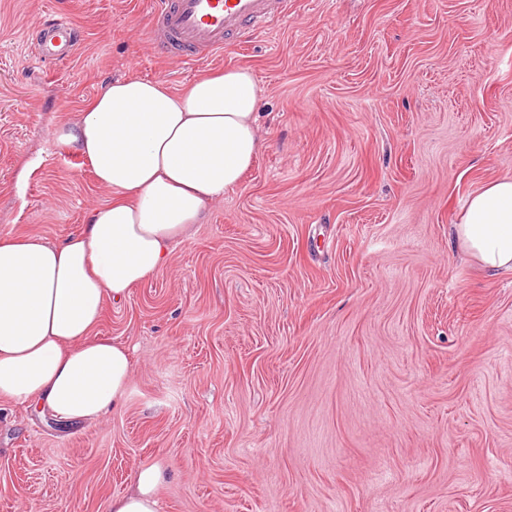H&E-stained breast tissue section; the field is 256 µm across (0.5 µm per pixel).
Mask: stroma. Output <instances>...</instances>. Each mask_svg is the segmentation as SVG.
<instances>
[{
  "mask_svg": "<svg viewBox=\"0 0 512 512\" xmlns=\"http://www.w3.org/2000/svg\"><path fill=\"white\" fill-rule=\"evenodd\" d=\"M153 0H0V238L55 243L108 199L55 127L110 81L250 68L262 150L173 263L107 305L126 397L61 429L0 401V512H107L139 468L160 512H512V273L450 231L512 176V0H290L186 64ZM79 31L49 69L44 22Z\"/></svg>",
  "mask_w": 512,
  "mask_h": 512,
  "instance_id": "1",
  "label": "stroma"
}]
</instances>
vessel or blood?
Returning a JSON list of instances; mask_svg holds the SVG:
<instances>
[{
    "label": "vessel or blood",
    "mask_w": 512,
    "mask_h": 512,
    "mask_svg": "<svg viewBox=\"0 0 512 512\" xmlns=\"http://www.w3.org/2000/svg\"><path fill=\"white\" fill-rule=\"evenodd\" d=\"M288 15V0H157L147 38L192 63L241 44ZM78 45L75 24L59 18L43 27L34 45L43 62L64 63Z\"/></svg>",
    "instance_id": "1"
}]
</instances>
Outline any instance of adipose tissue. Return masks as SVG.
Returning <instances> with one entry per match:
<instances>
[{"label":"adipose tissue","mask_w":512,"mask_h":512,"mask_svg":"<svg viewBox=\"0 0 512 512\" xmlns=\"http://www.w3.org/2000/svg\"><path fill=\"white\" fill-rule=\"evenodd\" d=\"M260 99L246 68L201 76L179 93L130 76L55 129L112 198L60 242L0 239V400L69 427L123 398L132 363L124 346L96 336L104 310L167 267L173 244L239 184L261 147ZM452 231L485 273L512 272V177L473 193ZM165 481L160 466L139 469L108 512H158Z\"/></svg>","instance_id":"adipose-tissue-1"}]
</instances>
